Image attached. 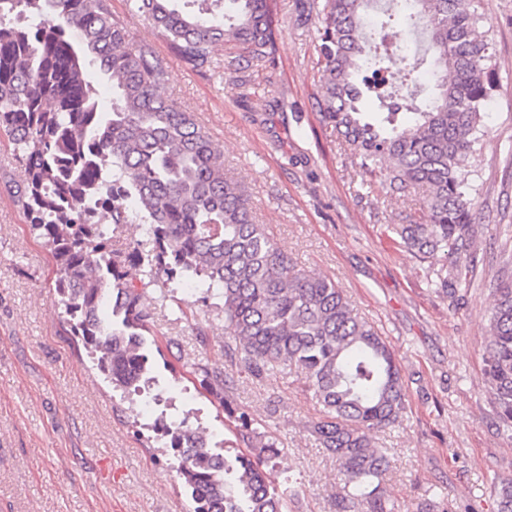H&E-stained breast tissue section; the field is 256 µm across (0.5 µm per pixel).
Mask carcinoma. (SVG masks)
Here are the masks:
<instances>
[{
  "mask_svg": "<svg viewBox=\"0 0 512 512\" xmlns=\"http://www.w3.org/2000/svg\"><path fill=\"white\" fill-rule=\"evenodd\" d=\"M185 63L202 68L214 47L245 50L227 69L271 60L273 0H134ZM380 27L399 24L423 40L378 54L367 50L368 11ZM319 22L317 66L323 125L356 158L361 185L386 193L424 192L421 214L394 227L396 244L442 259L434 292L458 305L473 272L478 191L468 170L478 152L491 79L489 40L466 0H413L397 10L382 0H312ZM385 70L405 93L360 78ZM112 82V109L101 110L93 79ZM433 82L415 104L416 76ZM166 63L135 45L110 0H0V134L21 164L11 186L33 234L49 247L63 323L96 360L123 400L163 401L149 363L148 285L184 281L185 301L224 313V356L262 380L276 369L303 375L322 408L309 426L336 458V512H396L383 485L391 467L375 434L400 423L407 384L378 330L358 315L336 282L306 273L255 222L246 192L224 177V153L188 112L163 93ZM376 109L367 112L363 102ZM135 224L126 249L109 233ZM503 260L491 288L486 393L499 426L512 432V274ZM148 282L129 283V270ZM211 403L234 416L235 442L220 453L189 412L161 413L153 428L169 438L191 512H283L287 489L275 476L281 442L254 427L231 403L224 370L191 366ZM497 512H512V482L497 492Z\"/></svg>",
  "mask_w": 512,
  "mask_h": 512,
  "instance_id": "1",
  "label": "carcinoma"
}]
</instances>
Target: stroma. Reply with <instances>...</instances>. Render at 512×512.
<instances>
[{
    "mask_svg": "<svg viewBox=\"0 0 512 512\" xmlns=\"http://www.w3.org/2000/svg\"><path fill=\"white\" fill-rule=\"evenodd\" d=\"M489 31L499 89L472 166L481 192L477 261L466 306L452 310L428 280L437 263L394 244L386 228L423 205L421 193L364 192L354 159L320 124L316 17L301 0H276L273 63L234 72L241 54L218 44L211 67L176 56L130 0L112 14L131 40L164 59L166 96L191 113L224 151V172L247 191L256 223L306 272L333 279L389 344L408 383L409 410L378 432L389 449L384 484L398 512L426 498L496 512L495 492L512 481V440L498 430L485 394L489 284L512 237V0H471ZM20 167L0 138V512H189L173 452L139 405L121 401L87 350L65 332L47 247L33 239L10 195ZM152 310L167 342L151 351L153 374L176 410L194 411L214 442L231 439L232 420L205 397L186 365L222 367L233 409L276 434L279 471L294 486L285 512H335L337 465L307 431L320 408L298 373L255 381L226 365L224 316L176 313L184 298ZM211 338L201 347L197 332Z\"/></svg>",
    "mask_w": 512,
    "mask_h": 512,
    "instance_id": "stroma-1",
    "label": "stroma"
}]
</instances>
